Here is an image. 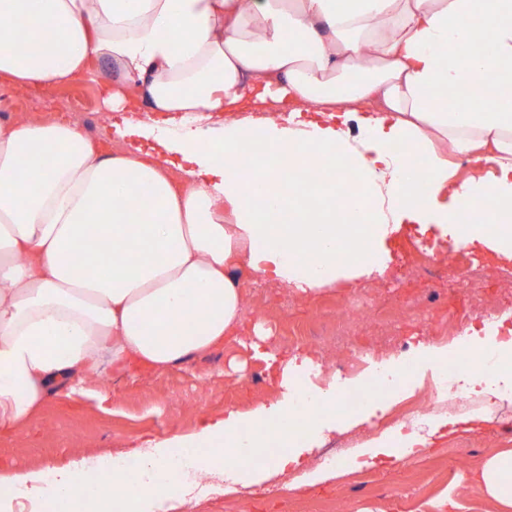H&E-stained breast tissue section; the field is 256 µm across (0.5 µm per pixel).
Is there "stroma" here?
<instances>
[{"instance_id": "35a3bbf8", "label": "stroma", "mask_w": 512, "mask_h": 512, "mask_svg": "<svg viewBox=\"0 0 512 512\" xmlns=\"http://www.w3.org/2000/svg\"><path fill=\"white\" fill-rule=\"evenodd\" d=\"M107 92L99 75L29 92L0 85V114L68 120L71 102L78 98L87 111L102 117ZM421 239L444 246L454 242L453 235L441 234L433 226L398 225L395 233L377 241L375 259L385 266V273L340 279L305 299L282 291L278 283L245 275L247 296L237 338L225 339L180 367L156 374L111 375L89 382L83 392L52 396L17 433L0 435V468L61 467L90 452L119 453L135 440L193 430L207 418L227 410H247L258 400L279 401L281 389L273 378V367L245 342L258 332L267 335V350L294 365L303 380L324 385V378L312 369L313 361L335 360L345 356V349L324 342L290 346L282 337L292 323L323 332L349 299L368 298L371 307L370 326L359 329L360 346H368L384 320H394L396 333L409 342L415 355L406 393L416 395L440 371L427 359L429 348L439 343L437 334L472 308L468 291L456 284L457 265H442L429 274L413 272V244ZM467 251L492 268L479 279L477 292L486 304L498 308L499 319L494 326H470L465 336L489 344L500 340L502 330H512V284L496 274L500 268L512 270V260L500 258L480 242ZM258 374L263 377L259 383L254 380ZM460 393L486 414V421L442 428L432 447L420 455L396 462L381 455L364 464L360 454L364 435H403L395 419L396 404L386 394L350 412L351 427L308 441L303 460L309 468L316 467L325 444L348 443L354 467L342 481L308 485L292 471L233 493L225 492L223 482L216 481L207 494L177 503L175 512H444L440 503L447 498L455 503L453 512H500L495 501L479 492L474 473L486 457L512 449V387L491 400L478 384H461Z\"/></svg>"}]
</instances>
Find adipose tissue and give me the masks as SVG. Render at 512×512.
<instances>
[{
    "label": "adipose tissue",
    "mask_w": 512,
    "mask_h": 512,
    "mask_svg": "<svg viewBox=\"0 0 512 512\" xmlns=\"http://www.w3.org/2000/svg\"><path fill=\"white\" fill-rule=\"evenodd\" d=\"M0 82L19 90L112 70L105 106L123 151L78 123H0V434L16 433L59 390L134 368L164 371L235 334L248 268L306 297L368 273L387 224H450L512 258V0H5ZM493 52L471 48L475 29ZM37 45L16 49L19 33ZM449 89L480 102L449 103ZM173 137L144 148L135 99ZM234 118L221 133L195 121ZM263 150L261 178L241 160ZM493 164L454 183L450 158ZM28 181H20V169ZM286 211L281 221L273 208ZM349 229L338 238L337 225ZM99 252L138 243L102 273ZM284 398L230 410L201 428L58 469H0V512H171L187 475L249 487L302 470L297 431L346 425L335 384L298 409ZM280 455L268 456L272 444ZM103 476L92 485L90 473ZM481 493L512 512V450L477 468ZM139 251L136 246L131 245L122 252L106 253V252H90L87 256V264L90 268L99 271L112 270L113 264L117 265L120 261H129L138 258Z\"/></svg>",
    "instance_id": "adipose-tissue-1"
}]
</instances>
